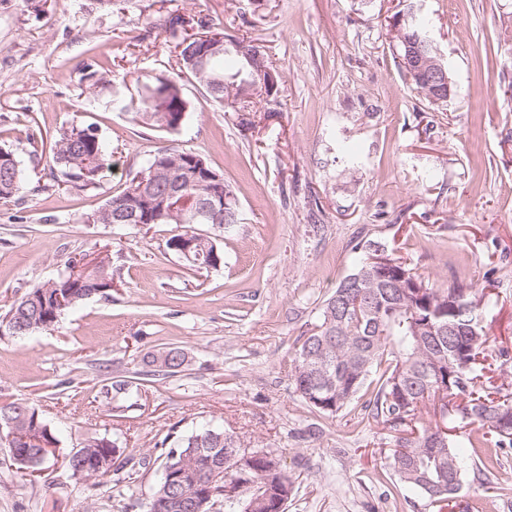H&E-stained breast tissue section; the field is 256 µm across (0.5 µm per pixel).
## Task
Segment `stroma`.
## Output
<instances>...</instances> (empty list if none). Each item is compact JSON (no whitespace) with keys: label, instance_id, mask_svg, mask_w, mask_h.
<instances>
[{"label":"stroma","instance_id":"1","mask_svg":"<svg viewBox=\"0 0 512 512\" xmlns=\"http://www.w3.org/2000/svg\"><path fill=\"white\" fill-rule=\"evenodd\" d=\"M411 0H0V146L27 178L0 203V313L56 278L71 258L110 254L111 300L92 299L49 330L0 337V403L27 399L53 429L58 461L30 484L3 462L0 512H143L158 471L122 495L85 488L65 460L91 436L153 461L168 434L214 422L247 448L280 456L296 480L287 512H433L397 489L395 432L361 405L327 416L295 393V340L371 246L403 258L430 287L473 289L497 348L512 353V0H420L451 95L429 105L400 67L389 27ZM261 47L277 94L237 112L183 82L188 119L146 125L144 84L180 76L167 14ZM109 64L91 84V61ZM98 128L99 185L56 191L53 140ZM190 149L239 202L236 224L197 225L224 256L192 270L168 250L172 224H100L93 214L159 148ZM172 343L184 370L142 381L135 407L111 411L110 380L134 376ZM468 473L453 512H512V452Z\"/></svg>","mask_w":512,"mask_h":512}]
</instances>
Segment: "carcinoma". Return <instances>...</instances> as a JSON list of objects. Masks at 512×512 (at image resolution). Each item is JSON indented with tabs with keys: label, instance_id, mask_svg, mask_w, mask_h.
<instances>
[{
	"label": "carcinoma",
	"instance_id": "obj_1",
	"mask_svg": "<svg viewBox=\"0 0 512 512\" xmlns=\"http://www.w3.org/2000/svg\"><path fill=\"white\" fill-rule=\"evenodd\" d=\"M187 21L172 16L165 31L173 40L181 72L203 88L206 97L219 105H233L249 99L246 86L252 68L239 53L237 41L231 46L211 48L201 34H190ZM399 55L405 43L425 34L420 23L392 22ZM236 55L238 67L226 75L225 56ZM188 102L181 85L173 80L158 82L147 88L142 97V116L151 126L177 131L186 122ZM52 171L54 186L70 190L96 185L108 167L104 139L96 128L73 123L54 141ZM201 157L187 150L160 149L147 161L140 175L120 193L111 196L98 210L99 224H134L147 219L153 224H175L164 198L173 190L198 205L204 189L197 175ZM25 190L20 161L13 151L0 147V201L9 203ZM228 207L217 223H236L238 200L232 190L221 185ZM211 220L195 213L184 220L183 230L168 239L166 246L191 268H215L213 263L188 258L182 251L186 236L198 238L194 224ZM364 264L344 277L324 301L320 317L307 332L298 337L291 371L294 391L312 409L324 415H336L359 398L362 407L371 410L373 418L399 432L395 439L390 467L400 482L424 497L436 509L447 512L449 501L461 489L470 468L476 465L479 451L486 453L487 463L512 449V429L500 430L496 420L512 417V392L488 391L481 384L479 355L491 346L488 325L480 303L473 299L472 289L454 288L447 292L419 282L421 291H393L376 281L352 279ZM113 277L104 262L87 271L75 260L54 280L52 289L44 292L41 285L16 300L0 315V327L10 336L9 326L17 315H23L40 330L39 323L52 318L54 295L71 297L79 305L92 297L108 299L112 295ZM185 352L178 347H165L144 361V376L170 377L182 371ZM105 398L120 409L138 393L135 382L123 380L103 387ZM439 408L442 423L423 422L422 412ZM22 421V435L8 441L9 451L25 453L31 464L23 468L44 471L54 466L58 440L35 407L25 399L0 404V420L4 417ZM223 435L221 448L235 446L238 437L217 425L201 428L177 437L169 446L160 464L159 478L145 505L146 512H171L169 502L179 496L211 498L219 504L215 510L203 512H277L280 503L292 496L295 478L284 468L277 456L256 451L251 466L229 475L243 484L241 496L227 502L211 484L215 454L208 431ZM84 453L71 472L81 470V478L100 486L110 481L118 486L132 483L136 472L127 469L129 460L116 457L114 442L103 435L87 439ZM193 470L199 484L181 486L175 479V468Z\"/></svg>",
	"mask_w": 512,
	"mask_h": 512
}]
</instances>
